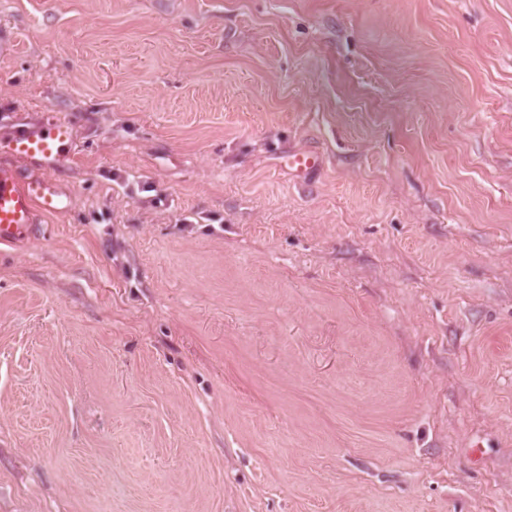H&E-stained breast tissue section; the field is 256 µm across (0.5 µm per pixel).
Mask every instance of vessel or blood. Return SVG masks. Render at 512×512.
Instances as JSON below:
<instances>
[{
    "mask_svg": "<svg viewBox=\"0 0 512 512\" xmlns=\"http://www.w3.org/2000/svg\"><path fill=\"white\" fill-rule=\"evenodd\" d=\"M71 125L56 119L42 129L0 143V245L32 234L40 216L65 210V199L53 163L68 147ZM27 159L43 161L34 176L23 168Z\"/></svg>",
    "mask_w": 512,
    "mask_h": 512,
    "instance_id": "b4317fda",
    "label": "vessel or blood"
}]
</instances>
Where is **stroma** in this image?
<instances>
[{"label": "stroma", "mask_w": 512, "mask_h": 512, "mask_svg": "<svg viewBox=\"0 0 512 512\" xmlns=\"http://www.w3.org/2000/svg\"><path fill=\"white\" fill-rule=\"evenodd\" d=\"M54 118L0 512H512V0H0Z\"/></svg>", "instance_id": "stroma-1"}]
</instances>
